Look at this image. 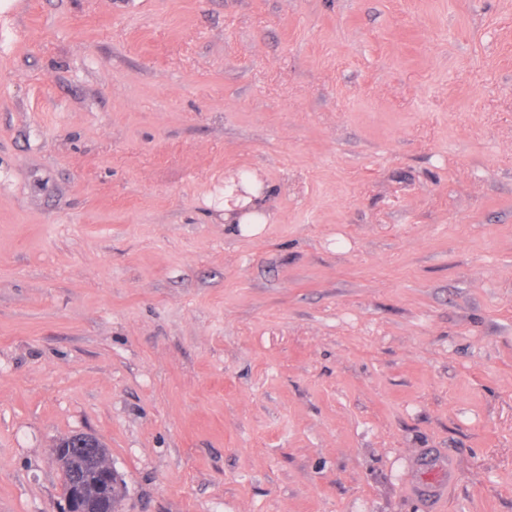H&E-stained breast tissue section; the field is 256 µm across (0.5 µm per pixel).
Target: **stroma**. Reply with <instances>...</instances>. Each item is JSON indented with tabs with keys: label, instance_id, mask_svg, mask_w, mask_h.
I'll return each instance as SVG.
<instances>
[{
	"label": "stroma",
	"instance_id": "35a3bbf8",
	"mask_svg": "<svg viewBox=\"0 0 512 512\" xmlns=\"http://www.w3.org/2000/svg\"><path fill=\"white\" fill-rule=\"evenodd\" d=\"M78 433L120 512H512V0H0V512ZM416 476L413 480L412 489L418 497L433 499L440 493L442 487L450 483L454 477V466L448 456L446 458L437 456L433 453L422 457L415 468ZM431 471L435 479L427 481L423 479V472Z\"/></svg>",
	"mask_w": 512,
	"mask_h": 512
}]
</instances>
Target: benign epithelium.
I'll list each match as a JSON object with an SVG mask.
<instances>
[{
    "label": "benign epithelium",
    "mask_w": 512,
    "mask_h": 512,
    "mask_svg": "<svg viewBox=\"0 0 512 512\" xmlns=\"http://www.w3.org/2000/svg\"><path fill=\"white\" fill-rule=\"evenodd\" d=\"M57 454L79 455L78 469L62 467L63 512H102L112 507V498L121 489L117 472L104 463V449L92 434H78L57 443Z\"/></svg>",
    "instance_id": "1"
}]
</instances>
